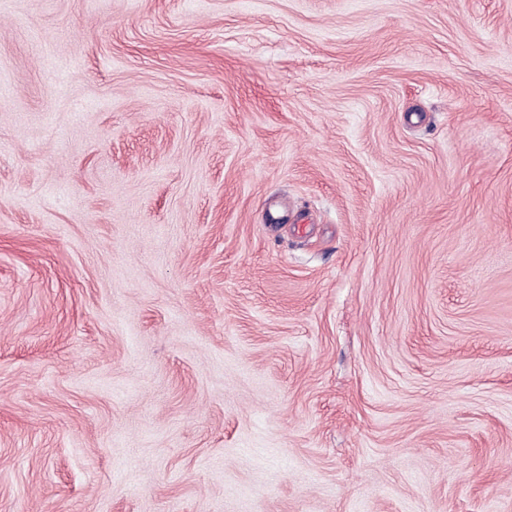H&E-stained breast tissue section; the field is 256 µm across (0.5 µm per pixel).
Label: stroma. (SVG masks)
<instances>
[{
  "label": "stroma",
  "instance_id": "stroma-1",
  "mask_svg": "<svg viewBox=\"0 0 512 512\" xmlns=\"http://www.w3.org/2000/svg\"><path fill=\"white\" fill-rule=\"evenodd\" d=\"M0 512H512V0H0Z\"/></svg>",
  "mask_w": 512,
  "mask_h": 512
}]
</instances>
